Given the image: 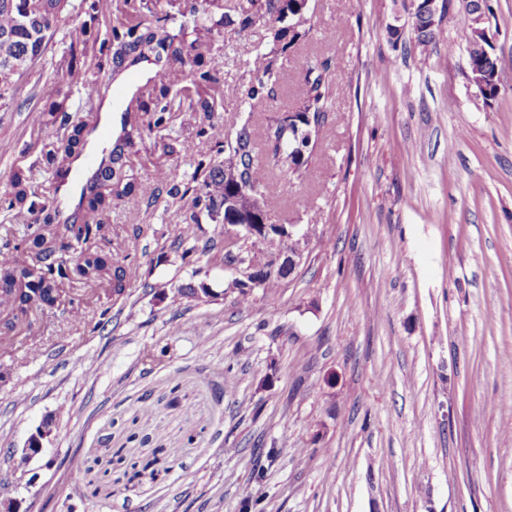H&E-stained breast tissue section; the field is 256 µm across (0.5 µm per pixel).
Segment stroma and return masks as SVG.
I'll return each instance as SVG.
<instances>
[{
  "instance_id": "obj_1",
  "label": "stroma",
  "mask_w": 512,
  "mask_h": 512,
  "mask_svg": "<svg viewBox=\"0 0 512 512\" xmlns=\"http://www.w3.org/2000/svg\"><path fill=\"white\" fill-rule=\"evenodd\" d=\"M238 2L212 0L199 47L223 98L166 112L119 163L127 191L101 218L104 252L138 270L125 296L69 282L67 302L16 326L0 305V485L20 512H512V0H488L492 103L467 77L463 0L426 58L403 0H309L316 33L252 111L239 45L269 51L270 26L241 28ZM93 3L69 0L73 24L0 101V240L54 210L52 141L98 111L74 75L120 108L156 107ZM324 58L336 81L308 178L272 180L271 222L311 225L312 240L275 303L238 304L215 254L189 266L169 246L193 213L196 246L223 233L192 209L199 163L223 160L243 122L259 134L294 109ZM123 71L133 91L119 95ZM16 167L37 211L10 218ZM145 181L157 198L139 195ZM186 286L206 292L176 298ZM48 418L54 433L23 458ZM116 449L155 459L157 476L114 482Z\"/></svg>"
}]
</instances>
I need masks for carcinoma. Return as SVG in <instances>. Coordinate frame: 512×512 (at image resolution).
I'll use <instances>...</instances> for the list:
<instances>
[{
    "instance_id": "cac0c4a2",
    "label": "carcinoma",
    "mask_w": 512,
    "mask_h": 512,
    "mask_svg": "<svg viewBox=\"0 0 512 512\" xmlns=\"http://www.w3.org/2000/svg\"><path fill=\"white\" fill-rule=\"evenodd\" d=\"M28 4L29 0H0V100L5 99L6 94L15 89L28 69L44 56L56 28L66 22L63 13L67 0H38V7L35 9L28 8ZM452 6V0H442L439 13L433 17L423 11L420 5H405L413 18L414 44L421 49V53L425 54L439 45L444 17ZM190 13L196 16L194 26L190 28L181 22L175 34L167 33L158 38L153 31L141 30L134 25L126 27L123 32L117 27L114 28L113 36L122 49H138L141 54L152 55L159 61L168 62L174 59L182 62L188 59L194 66L199 67L200 55L186 57L182 54L184 50L190 52L195 49L200 27L204 23L199 9L194 7ZM465 13H476L482 18L476 25L479 32L468 40V68L469 76L479 75L484 83L482 92L487 100L492 101L500 94L501 62L496 55H488L492 51L489 38L494 36L487 20L490 6L487 0H466ZM240 15L243 29L259 20L280 22L289 15L295 20L292 27H272L273 48L254 57L253 78L245 89L243 99L245 104L252 107L273 99L275 88L282 77L280 59L287 52L306 43L313 26L300 0H246V3L240 4ZM205 86L213 93H219V86L210 72L200 70L193 85L184 88L183 94L190 99L193 95L200 94ZM333 86L334 70L329 61L318 62L308 68L295 111L298 119L301 118V113H310L312 126L288 121L286 112L274 117L264 130L267 147L264 162L258 158L255 132L250 123H244L237 131L234 145L229 147L224 157H235L243 186L249 191H255L261 199V205L258 206L247 203L245 195H240L241 209L245 213H267L277 202L270 190V177L265 174L266 170H277L290 183H301L307 178L313 151L321 141L326 126L323 114L328 111ZM142 129L143 122L139 113L130 110L125 112L118 138L119 145L112 149L110 159L97 169L95 178L83 185L75 207L68 214L67 222L59 223L60 213L57 212L54 214L53 223L40 227L41 233L32 231L28 225L18 243L12 245L6 242L0 247V284L5 287L0 293V301L6 306L24 309L34 297L52 303V291L64 282H96L109 269L113 270V274L106 280L109 297L116 301L124 296L127 271L119 264H112V258L89 252L79 263L70 266L67 262L58 260L56 253L67 252L80 239L96 236L107 230V225L98 218L102 212L104 196L97 191V183L109 174L114 175L115 183H120L121 176L111 171V167L121 158L124 146L141 135ZM88 134V123L80 124L72 135L57 141L55 154L61 156L64 162L76 158L81 154L85 136ZM10 185L12 193L9 208L19 211L34 210L35 201L31 200L33 193L22 168L13 169ZM229 197L228 187L224 183V163L221 162L209 167L199 193L193 198V207H202L212 213L223 208ZM191 239L192 229L189 228L178 240V243L184 245L180 259L186 265H193L198 260L196 246H185ZM22 250L28 254L39 251V267L12 259L13 253ZM222 250L224 265L232 267L245 259L251 260L259 254H268L269 242L265 237L255 236L232 243L226 241ZM287 277L288 273L283 271L272 270L265 274L262 295L266 301L272 302L276 299V288Z\"/></svg>"
}]
</instances>
